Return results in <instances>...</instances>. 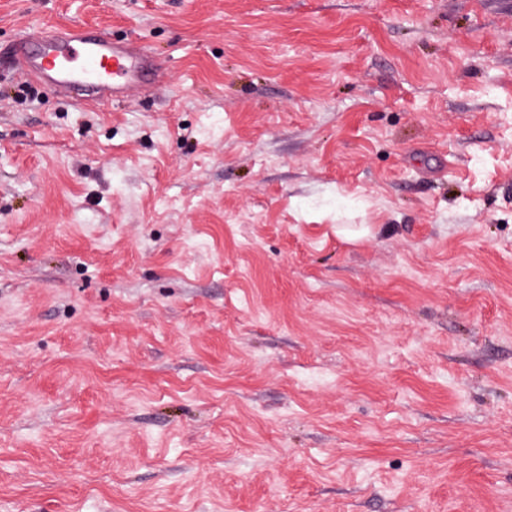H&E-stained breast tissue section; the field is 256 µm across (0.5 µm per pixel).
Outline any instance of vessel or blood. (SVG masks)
I'll return each mask as SVG.
<instances>
[{"mask_svg":"<svg viewBox=\"0 0 512 512\" xmlns=\"http://www.w3.org/2000/svg\"><path fill=\"white\" fill-rule=\"evenodd\" d=\"M18 69L39 87L85 103L129 97L159 80L161 68L142 46L111 39L102 28L27 27L10 48Z\"/></svg>","mask_w":512,"mask_h":512,"instance_id":"1","label":"vessel or blood"}]
</instances>
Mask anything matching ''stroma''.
I'll use <instances>...</instances> for the list:
<instances>
[{
    "label": "stroma",
    "mask_w": 512,
    "mask_h": 512,
    "mask_svg": "<svg viewBox=\"0 0 512 512\" xmlns=\"http://www.w3.org/2000/svg\"><path fill=\"white\" fill-rule=\"evenodd\" d=\"M0 512H512V0H0ZM18 69L39 87L84 103L129 97L161 77L143 46L111 39L100 27L53 31L28 26L10 48Z\"/></svg>",
    "instance_id": "35a3bbf8"
}]
</instances>
